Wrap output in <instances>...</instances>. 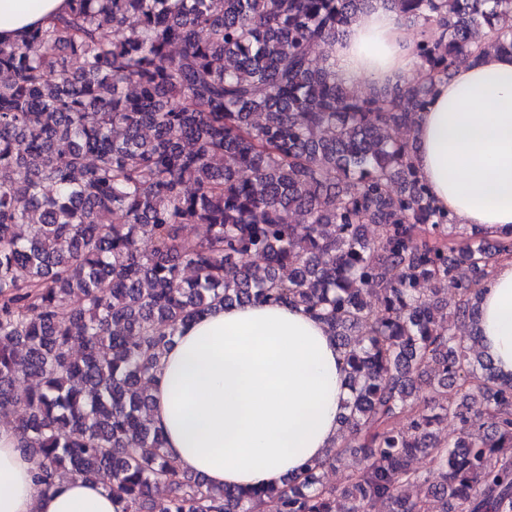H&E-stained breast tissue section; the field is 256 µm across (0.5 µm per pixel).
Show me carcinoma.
<instances>
[{
	"label": "carcinoma",
	"instance_id": "1",
	"mask_svg": "<svg viewBox=\"0 0 512 512\" xmlns=\"http://www.w3.org/2000/svg\"><path fill=\"white\" fill-rule=\"evenodd\" d=\"M67 2L0 42V424L37 459L36 485L101 483L116 512H154L160 493L166 512H512V377L456 336L477 323L476 289L512 253V225L456 224L413 141L387 135L411 130L475 28L506 22L494 46L512 52V0H387L441 35L416 48L422 81L369 94L316 52L368 0ZM459 234L469 244L448 245ZM252 303L321 320L352 397L322 460L279 487L219 488L169 466L149 387L181 327ZM427 371L436 396L421 401ZM403 411L406 428L391 425ZM450 415L451 446L433 431ZM420 452L439 471L413 497ZM347 453V484L324 483Z\"/></svg>",
	"mask_w": 512,
	"mask_h": 512
}]
</instances>
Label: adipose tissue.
I'll list each match as a JSON object with an SVG mask.
<instances>
[{
	"label": "adipose tissue",
	"instance_id": "ef3b65f1",
	"mask_svg": "<svg viewBox=\"0 0 512 512\" xmlns=\"http://www.w3.org/2000/svg\"><path fill=\"white\" fill-rule=\"evenodd\" d=\"M66 0H0V39L48 25ZM410 27L386 0L366 7L337 41L332 63L346 86L406 83L419 66ZM484 30L472 54L436 80L412 135L413 161L437 206L462 223L512 225V54ZM480 345L512 375V257L477 290ZM346 364L324 324L303 309L249 304L212 310L182 327L154 372L153 419L166 451L214 486H273L333 445L349 390ZM35 460L0 426V512H115L112 494L80 479L39 491Z\"/></svg>",
	"mask_w": 512,
	"mask_h": 512
}]
</instances>
